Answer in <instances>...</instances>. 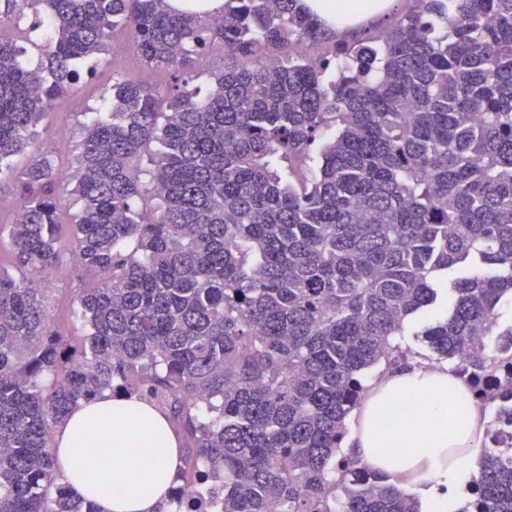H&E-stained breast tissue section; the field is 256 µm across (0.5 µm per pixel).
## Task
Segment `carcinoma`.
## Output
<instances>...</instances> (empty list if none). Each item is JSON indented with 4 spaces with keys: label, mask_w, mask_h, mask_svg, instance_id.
<instances>
[{
    "label": "carcinoma",
    "mask_w": 512,
    "mask_h": 512,
    "mask_svg": "<svg viewBox=\"0 0 512 512\" xmlns=\"http://www.w3.org/2000/svg\"><path fill=\"white\" fill-rule=\"evenodd\" d=\"M407 2L388 27L340 37L301 0H225L220 14L4 0L0 31L28 8V32L45 30L33 66L0 37V177L17 190L15 269L0 268V512H96L57 474L51 437L105 391L169 403L189 436L170 512H422L341 453L363 374L408 360L395 337L418 318L494 422L512 420L498 313L512 303V0ZM120 29L173 80L112 79L109 115L84 126L77 348L36 287L60 263L62 204L37 137ZM214 45L224 69L203 94L191 82ZM497 444L489 425L458 512H512Z\"/></svg>",
    "instance_id": "1"
}]
</instances>
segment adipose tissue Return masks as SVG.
<instances>
[{
    "mask_svg": "<svg viewBox=\"0 0 512 512\" xmlns=\"http://www.w3.org/2000/svg\"><path fill=\"white\" fill-rule=\"evenodd\" d=\"M331 27L382 13L388 0H304ZM345 448L397 487L429 481L426 512H448V494L478 475L482 406L446 365L413 363L373 383L354 411ZM57 471L98 512H166L183 464L166 413L137 398L104 392L81 402L55 429ZM456 456H449V449Z\"/></svg>",
    "mask_w": 512,
    "mask_h": 512,
    "instance_id": "ef3b65f1",
    "label": "adipose tissue"
}]
</instances>
